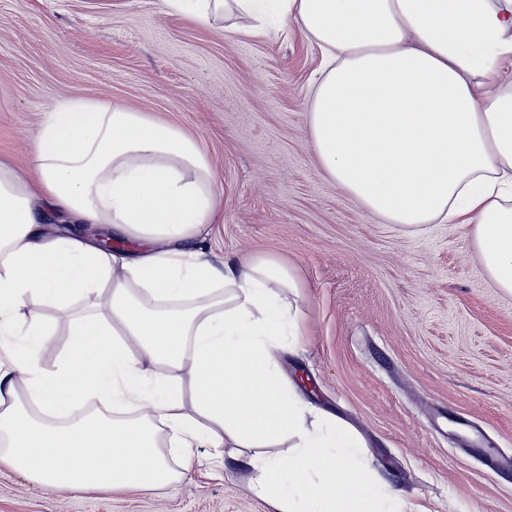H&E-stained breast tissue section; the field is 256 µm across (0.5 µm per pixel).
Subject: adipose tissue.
Listing matches in <instances>:
<instances>
[{
    "instance_id": "adipose-tissue-1",
    "label": "adipose tissue",
    "mask_w": 512,
    "mask_h": 512,
    "mask_svg": "<svg viewBox=\"0 0 512 512\" xmlns=\"http://www.w3.org/2000/svg\"><path fill=\"white\" fill-rule=\"evenodd\" d=\"M164 3L204 27L257 33L270 13L296 26L323 56L305 129L322 169L388 223L470 225L512 295V0ZM29 167L0 161L1 458L62 490L148 489L191 475L206 444L253 470V493L278 512H381L363 441L301 404L278 368L299 330L295 271L208 251L222 195L191 135L133 104L66 97L47 108ZM89 224L134 250L101 248ZM88 299L96 309L75 313ZM57 321L69 341L48 369ZM104 400L139 416L72 419ZM286 437L291 453L266 454Z\"/></svg>"
}]
</instances>
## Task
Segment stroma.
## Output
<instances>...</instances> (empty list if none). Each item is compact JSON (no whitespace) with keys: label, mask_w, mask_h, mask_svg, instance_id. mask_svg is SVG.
I'll return each instance as SVG.
<instances>
[{"label":"stroma","mask_w":512,"mask_h":512,"mask_svg":"<svg viewBox=\"0 0 512 512\" xmlns=\"http://www.w3.org/2000/svg\"><path fill=\"white\" fill-rule=\"evenodd\" d=\"M320 64L297 30L206 28L162 0H0V159L24 167L61 97L196 136L224 199L210 252L295 269L300 333L279 366L364 437L385 512H512V296L469 225L384 222L321 169L304 135ZM211 455L196 448L192 480L124 492H60L1 461L0 512H275Z\"/></svg>","instance_id":"stroma-1"}]
</instances>
